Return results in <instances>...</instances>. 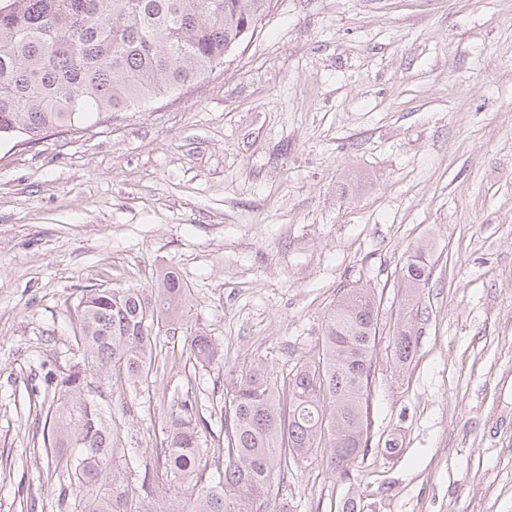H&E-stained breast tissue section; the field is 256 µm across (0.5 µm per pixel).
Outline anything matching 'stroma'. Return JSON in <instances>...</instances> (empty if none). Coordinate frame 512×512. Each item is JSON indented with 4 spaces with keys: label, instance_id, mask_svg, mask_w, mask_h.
<instances>
[{
    "label": "stroma",
    "instance_id": "stroma-1",
    "mask_svg": "<svg viewBox=\"0 0 512 512\" xmlns=\"http://www.w3.org/2000/svg\"><path fill=\"white\" fill-rule=\"evenodd\" d=\"M429 244L416 348L390 356L401 269ZM188 285L223 367L111 381L115 479L150 474L173 396L224 445L233 371L317 353L341 289L381 300L369 451L300 462L268 512H512V0H274L223 67L134 112L0 142V512H58L47 371L91 288ZM399 443L384 451L386 439Z\"/></svg>",
    "mask_w": 512,
    "mask_h": 512
}]
</instances>
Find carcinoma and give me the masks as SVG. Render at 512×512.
<instances>
[{"label":"carcinoma","mask_w":512,"mask_h":512,"mask_svg":"<svg viewBox=\"0 0 512 512\" xmlns=\"http://www.w3.org/2000/svg\"><path fill=\"white\" fill-rule=\"evenodd\" d=\"M273 0H0V142L31 143L56 129L127 112L224 65L254 34ZM432 268L419 246L401 270L412 310ZM188 288L171 271L147 288L91 290L75 315L81 361L46 373L51 463L66 489L107 480L115 454L107 399L116 373L132 387L165 374L160 335L176 336ZM381 301L363 285L344 288L323 328L317 355L279 375L257 365L236 374L224 395V471L206 477L210 420L191 396L173 401L158 448L135 454L163 460L164 478L111 483L83 512H133L135 499L161 498L163 512H266L274 482L318 453L344 481L368 447L369 379ZM402 319L391 356L406 363L416 346ZM194 364L224 363L212 337H184Z\"/></svg>","instance_id":"carcinoma-1"}]
</instances>
